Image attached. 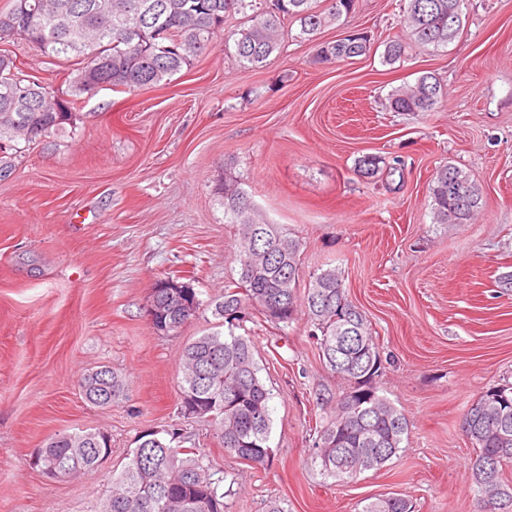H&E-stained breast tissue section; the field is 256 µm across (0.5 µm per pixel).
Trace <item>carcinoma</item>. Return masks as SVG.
Wrapping results in <instances>:
<instances>
[{"mask_svg":"<svg viewBox=\"0 0 512 512\" xmlns=\"http://www.w3.org/2000/svg\"><path fill=\"white\" fill-rule=\"evenodd\" d=\"M10 0L0 18L22 28L25 41L48 57L73 63L63 73L61 91H49L26 79L9 56L0 55V177L8 176L19 144L39 141L82 121L79 101L101 86L134 92L169 81L200 56L216 48L215 38L236 15L243 25L227 35L224 47L244 69L257 70L281 50L286 23L297 25L293 39L316 41L322 64L369 53L368 36L356 33L320 42L322 30L347 18L356 0ZM468 0H404L401 26L406 37L385 43L382 62L393 65L420 52H440L464 28ZM444 88L432 74L388 95L394 112H433ZM398 167L366 154L357 172L375 177L383 168ZM436 222L467 224L481 208V192L462 169L439 168L429 184ZM224 218L238 226V278L224 286V298L214 315L227 333L205 334L184 350L180 395L224 402L210 421L224 450L256 466L269 460L271 389L259 376L251 337L235 333L244 323L242 312L254 308L266 320L288 325L303 315L313 327L325 366L348 383L334 396L320 397L330 409L327 423L314 430L308 462L327 482L343 481L366 470H380L403 449L408 436L406 417L374 388L369 400L349 389L368 371L381 377L387 359L365 315L355 310L345 323L339 312L352 307L343 280L334 268L312 273L299 295L300 240L277 224L263 222L248 192L238 180L224 177ZM101 390L111 402L121 399L125 385L101 368ZM512 383L486 388L465 410L461 429L471 441V480L476 487V512H496L512 484L503 466L512 463ZM98 432L79 430L50 438L35 453L60 462L61 473L73 476L98 463ZM149 432L131 451L123 468L112 476V491L101 512H224L221 480L214 478L201 448L181 447L177 430L154 442ZM360 512H414L413 503L397 493L381 496Z\"/></svg>","mask_w":512,"mask_h":512,"instance_id":"obj_1","label":"carcinoma"}]
</instances>
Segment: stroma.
<instances>
[{"label": "stroma", "instance_id": "1", "mask_svg": "<svg viewBox=\"0 0 512 512\" xmlns=\"http://www.w3.org/2000/svg\"><path fill=\"white\" fill-rule=\"evenodd\" d=\"M401 0H358L333 41L367 33L369 54L315 63L286 40L266 66L241 68L223 48L170 82L99 90L84 119L26 147L0 178V512H99L112 475L141 435L187 432L221 476L224 512H359L407 496L415 512H475L461 430L470 403L512 378V0H468L459 39L440 54L381 61L401 34ZM25 74L57 88L66 60L0 42ZM434 74L436 111H390L391 90ZM405 161L366 179L356 160ZM470 174L482 207L468 224L434 220L439 166ZM232 174L267 223L301 242L300 282L336 268L389 362L378 380L409 421L400 456L378 471L323 483L307 464L317 402L345 382L324 365L306 319L245 324L273 392L271 456L254 465L224 451L213 427L179 412L182 356L218 330L216 300L236 278L238 229L217 187ZM191 280L200 309L160 334L146 313L156 280ZM107 366L127 382L112 405L87 403L84 374ZM100 430L112 452L78 477L52 479L31 459L62 432Z\"/></svg>", "mask_w": 512, "mask_h": 512}]
</instances>
